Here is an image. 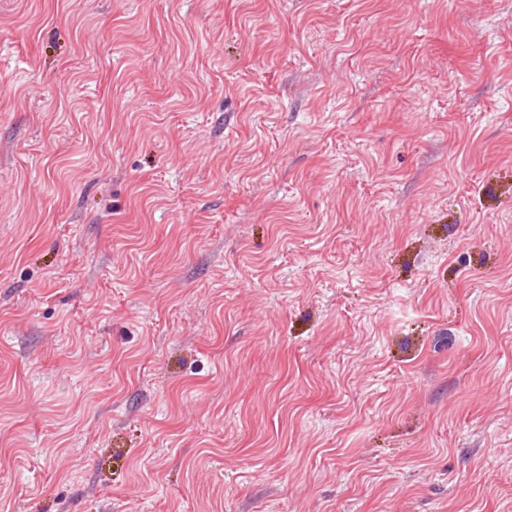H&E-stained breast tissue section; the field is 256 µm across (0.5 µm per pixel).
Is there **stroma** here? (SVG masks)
<instances>
[{"mask_svg": "<svg viewBox=\"0 0 512 512\" xmlns=\"http://www.w3.org/2000/svg\"><path fill=\"white\" fill-rule=\"evenodd\" d=\"M0 512H512V0H0Z\"/></svg>", "mask_w": 512, "mask_h": 512, "instance_id": "1", "label": "stroma"}]
</instances>
